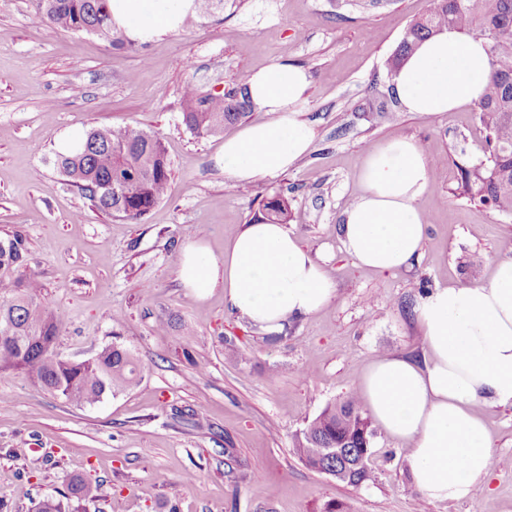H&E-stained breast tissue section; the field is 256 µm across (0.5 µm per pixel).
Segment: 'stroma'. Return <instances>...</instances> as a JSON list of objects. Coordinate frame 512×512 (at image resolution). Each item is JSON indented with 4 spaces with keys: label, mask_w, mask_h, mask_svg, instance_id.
I'll return each mask as SVG.
<instances>
[{
    "label": "stroma",
    "mask_w": 512,
    "mask_h": 512,
    "mask_svg": "<svg viewBox=\"0 0 512 512\" xmlns=\"http://www.w3.org/2000/svg\"><path fill=\"white\" fill-rule=\"evenodd\" d=\"M434 0H224L159 39L113 45L57 31L33 0H0V233L22 231L26 272L60 318L57 352L83 360L119 342L144 367L131 390L76 406L13 373L0 377V512H33L66 499L74 478L103 483L86 512H415L420 499L400 442L375 431L370 481L353 486L308 468L297 433L346 399L383 353L420 356L410 307L430 286L486 280L512 257V214L461 194L462 168L484 157L473 107L423 117L398 111L374 123L360 106L382 63ZM287 61L310 77L302 117L315 139L288 171L229 183L216 159L223 133L198 136L181 121L182 92H210ZM138 125L171 162L165 198L141 221L90 208L51 160L72 134ZM417 139L443 175L421 198L430 224L413 266L378 273L344 249L339 226L358 194L364 151ZM287 197L290 232L329 256L336 297L320 313L269 335L178 279L184 245L204 227L212 254L256 218L264 198ZM484 258L486 267L476 266ZM201 411V420L191 417ZM494 455L489 479L460 502L428 512H512V405L485 407ZM233 476H225L226 467Z\"/></svg>",
    "instance_id": "35a3bbf8"
}]
</instances>
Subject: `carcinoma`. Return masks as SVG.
<instances>
[{"label": "carcinoma", "mask_w": 512, "mask_h": 512, "mask_svg": "<svg viewBox=\"0 0 512 512\" xmlns=\"http://www.w3.org/2000/svg\"><path fill=\"white\" fill-rule=\"evenodd\" d=\"M36 8L56 30L122 43L106 0H37ZM445 29L484 39L491 65L486 92L475 106L487 131L489 157L461 170L462 187L480 202L512 213V0H436L433 11L410 25L385 61L386 80L364 110L379 118L396 111L400 103L392 80L401 60L418 42ZM252 109L244 79L221 95L203 93L189 83L182 97V122L197 135H214ZM54 165L91 207L131 222L139 221L166 196L171 175L160 138L134 124L90 131L72 149L57 154ZM287 219V200L280 195L266 198L262 220L282 224ZM27 261L21 233L0 236V311L7 313L0 316V375L21 370L34 385L77 405L97 404L108 394L136 385L138 359L120 343L81 361L57 353L61 323L44 303L43 285L22 273ZM373 436L370 418L351 394L322 410L296 436V451L306 465L321 473L336 466L329 449L368 456ZM107 495L103 484L78 480L72 483L76 505L46 497L38 502L36 512H76L79 503Z\"/></svg>", "instance_id": "obj_1"}]
</instances>
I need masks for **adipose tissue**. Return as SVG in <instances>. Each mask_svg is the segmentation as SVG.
Returning <instances> with one entry per match:
<instances>
[{
    "label": "adipose tissue",
    "instance_id": "obj_1",
    "mask_svg": "<svg viewBox=\"0 0 512 512\" xmlns=\"http://www.w3.org/2000/svg\"><path fill=\"white\" fill-rule=\"evenodd\" d=\"M116 27L135 42L177 30L197 0H108ZM490 61L477 36L443 31L420 42L395 78L404 111L452 112L483 96ZM309 79L290 63L251 74L250 98L265 120L224 142L217 162L230 182L288 170L310 149L313 127L302 120ZM357 178L361 191L345 211L342 242L357 263L379 273L410 266L421 253L429 217L421 197L433 164L415 139L398 136L367 148ZM184 287L224 301L251 325L282 332L289 319L309 317L335 298L324 264L282 224L254 221L216 258L204 240H191L178 261ZM415 312L423 351L385 355L363 370L357 393L371 419L405 447L410 476L431 502L461 501L492 471L493 448L481 416L485 405H512V257L468 287L430 289Z\"/></svg>",
    "mask_w": 512,
    "mask_h": 512
}]
</instances>
